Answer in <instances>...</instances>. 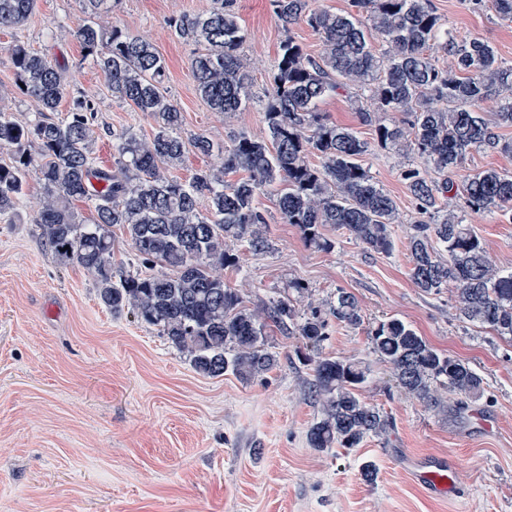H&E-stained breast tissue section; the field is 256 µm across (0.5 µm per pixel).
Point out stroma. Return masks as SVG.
I'll return each mask as SVG.
<instances>
[{
  "label": "stroma",
  "instance_id": "1",
  "mask_svg": "<svg viewBox=\"0 0 512 512\" xmlns=\"http://www.w3.org/2000/svg\"><path fill=\"white\" fill-rule=\"evenodd\" d=\"M430 2L457 39H481L502 66H512V21L499 18L491 0L479 7ZM211 5L120 0L97 21L155 46L166 64L165 87L183 112V138L201 134L223 147L241 134L265 138L262 100L281 42L294 38L315 55L321 41L303 22L283 29L269 0H236L254 99L246 111L217 112L192 77L197 45L173 26ZM88 21L78 0H37L24 25L0 29V100L20 122L37 118V102L15 85L8 48L19 40L49 49L67 81L57 115L65 117L74 99L90 101L93 163L108 168L113 132L131 127L148 135L154 122L114 98L86 58L74 33ZM320 110L370 139L352 95L327 98ZM358 161L401 215L391 227L392 252L367 249L333 226L321 230L331 249H318L282 223L265 193L259 207L270 249L257 254L233 244L237 263L224 279L252 310L286 295L303 314L325 306L337 289L353 293L361 326L333 324L323 350L369 366L361 398L391 417L386 435L348 452L310 447L308 430L322 406L311 393L312 367L297 355L300 337L268 327L266 345L278 363L262 377L203 376L158 327L105 307L91 274L61 263L36 225L0 220V512H512V339L460 322L453 288L427 294L409 276L407 238L418 216L402 173L431 176L425 159L374 146ZM450 208L492 264L512 271V222L458 198ZM296 281L302 290L293 289ZM388 318L468 363L484 381L483 396L468 400L442 388L439 405L429 407L405 394L368 338ZM448 453L459 461L453 499L428 497L402 470L409 458ZM368 461L376 464L370 481L362 476Z\"/></svg>",
  "mask_w": 512,
  "mask_h": 512
}]
</instances>
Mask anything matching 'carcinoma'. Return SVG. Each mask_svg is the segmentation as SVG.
<instances>
[{
    "label": "carcinoma",
    "instance_id": "cac0c4a2",
    "mask_svg": "<svg viewBox=\"0 0 512 512\" xmlns=\"http://www.w3.org/2000/svg\"><path fill=\"white\" fill-rule=\"evenodd\" d=\"M35 3L0 0V28L22 25ZM271 6L285 29L305 22L323 50L314 56L293 38L284 40L266 91L267 138H235L224 150L222 168L200 170L187 183L170 171L188 148L209 154L215 145L203 135L186 141L179 134L182 114L164 88L165 62L149 41L95 22L75 32L113 97L155 123L149 137L131 128L112 133L115 161L107 169L91 158V104L78 99L65 118L48 116L65 94L63 68L48 52L14 43L9 53L17 82L38 103L39 117L20 123L0 106V150L9 153V161L0 163V217L17 214L29 173L37 170L42 194L28 221L56 257L91 273L112 312L128 309L159 327L204 375L248 380L272 370L277 356L266 347L271 323L301 337L316 351L306 361L323 406V417L308 432L310 446L357 448L386 433L391 421L360 397L367 366L320 352L329 318L361 324L356 297L340 290L326 310L314 306L301 318L287 298L250 310L217 269L236 263L230 242L254 252L270 249L261 230L267 220L256 206L265 189L276 192L283 223L296 225L317 248H331L319 229L333 225L370 250H392L389 225L400 223V213L357 162L368 142L319 113L326 98L355 86L369 102L360 115L374 127L377 144L425 157L438 175L428 180L414 169L403 172L416 210L432 216L413 225L408 240L412 281L425 293L454 285L459 319L512 337V272L497 271L477 236L448 209L460 196L472 210H496L512 221V172L475 171L459 185L452 179L473 151L512 152V142L496 132L512 128V67L499 65L488 43L459 42L442 29L430 0H351L352 12L314 9L312 0H271ZM175 28L201 47L192 72L202 98L217 112L243 110L253 95L234 0H213L209 11L185 14ZM440 51L454 59L453 71L434 63ZM491 96L501 97L492 126L480 111ZM380 112L409 120L383 121ZM311 154L318 164L309 162ZM238 172L237 179H225ZM83 200L93 205L88 220L73 209ZM114 227L123 230L141 263L166 272L144 275L112 262ZM370 340L397 386L422 402L435 401L437 384L466 397L483 392V379L466 362L434 349L399 319L380 322Z\"/></svg>",
    "mask_w": 512,
    "mask_h": 512
}]
</instances>
